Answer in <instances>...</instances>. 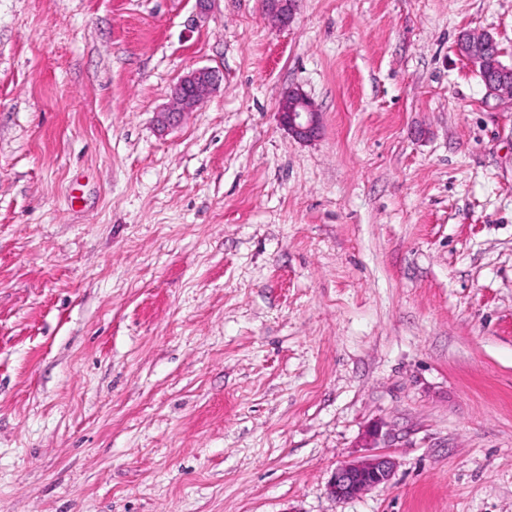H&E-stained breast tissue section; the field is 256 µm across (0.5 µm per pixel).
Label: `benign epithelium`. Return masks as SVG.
I'll list each match as a JSON object with an SVG mask.
<instances>
[{
	"instance_id": "1",
	"label": "benign epithelium",
	"mask_w": 512,
	"mask_h": 512,
	"mask_svg": "<svg viewBox=\"0 0 512 512\" xmlns=\"http://www.w3.org/2000/svg\"><path fill=\"white\" fill-rule=\"evenodd\" d=\"M262 7L267 16L287 26L296 10V0H262ZM456 49L475 69L484 67L487 61H495L486 82L487 97H512V65L503 63V52L492 35L464 31L458 37ZM221 82L222 76L215 69L202 67L189 71L175 85L170 106L158 113V124L163 128L173 125L182 114L193 111L206 95L218 90ZM279 117L288 134L299 141H312L321 134L320 112L298 88L289 89L281 98ZM393 475V460L386 455H374L337 467L327 489L334 500L346 501L389 484Z\"/></svg>"
}]
</instances>
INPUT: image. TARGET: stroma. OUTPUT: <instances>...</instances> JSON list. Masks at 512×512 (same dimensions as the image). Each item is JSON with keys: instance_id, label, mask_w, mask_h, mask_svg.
<instances>
[{"instance_id": "obj_1", "label": "stroma", "mask_w": 512, "mask_h": 512, "mask_svg": "<svg viewBox=\"0 0 512 512\" xmlns=\"http://www.w3.org/2000/svg\"><path fill=\"white\" fill-rule=\"evenodd\" d=\"M193 15L0 0V512H512V0ZM456 49L475 70L484 67L487 61L496 60L486 82V95L498 99L512 97V65L503 63V52L492 35L464 31L458 37ZM221 82L222 76L215 69L202 67L189 71L175 85L170 106L158 113V124L162 128L173 125L182 114L192 112L206 95L218 90ZM279 117L288 134L299 141H312L321 134L320 112L300 89H288L283 95L279 103ZM394 462L386 455L345 463L336 468L328 481V493L335 501H346L387 485L394 475Z\"/></svg>"}]
</instances>
